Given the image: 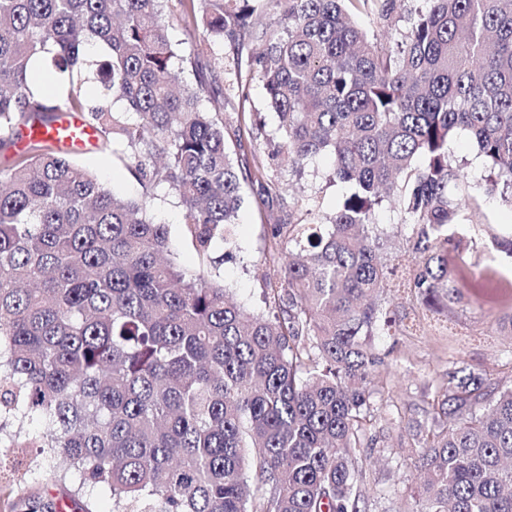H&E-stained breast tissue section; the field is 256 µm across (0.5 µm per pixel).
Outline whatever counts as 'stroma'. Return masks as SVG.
<instances>
[{
    "mask_svg": "<svg viewBox=\"0 0 512 512\" xmlns=\"http://www.w3.org/2000/svg\"><path fill=\"white\" fill-rule=\"evenodd\" d=\"M169 33L173 43L199 70L209 89L224 98V123L233 159L248 178L243 183L245 202L238 216L233 251L215 246L223 256L220 274L236 299L247 308H265L263 273H276L288 260L283 251L273 250V225L313 221L330 211L347 187L333 176L331 155L308 162L302 173L276 167L271 159L277 138V118L267 107L261 83L254 78L251 61L262 43L247 38L242 45L217 47L203 42L184 27L177 0L170 5ZM454 165L466 176L469 190L481 198L470 214V244L463 252H449L448 265L456 273L458 301L451 316L425 313L423 329L413 335L396 332L376 339L375 347L384 364L379 377L384 385L381 398L390 411L405 418L422 419V408L431 399L428 384L442 377L450 362L487 372L492 378L512 383V258L497 251L495 241L512 235V206L500 192L488 189L490 172L479 158L469 136L461 134L450 146ZM75 160L97 173L113 194L124 200L148 198L155 222L166 225L176 261L194 267L199 258L185 233L183 209L168 185H146L126 166L123 151L103 154L88 148ZM265 178H256V168ZM281 183L280 191L269 190V182ZM388 250L396 252V273L384 295L385 311L404 315L412 308L406 288L413 267L407 239L411 229L396 198L384 199L376 210ZM366 512H392L391 498L384 489L405 492L415 486L418 472L408 440L388 427L383 447L375 448L362 464ZM76 473L65 482L50 485L43 469L21 458L17 449L0 447V512L18 491H51L67 499L77 487Z\"/></svg>",
    "mask_w": 512,
    "mask_h": 512,
    "instance_id": "1",
    "label": "stroma"
}]
</instances>
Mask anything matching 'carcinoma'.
<instances>
[{"label": "carcinoma", "instance_id": "carcinoma-1", "mask_svg": "<svg viewBox=\"0 0 512 512\" xmlns=\"http://www.w3.org/2000/svg\"><path fill=\"white\" fill-rule=\"evenodd\" d=\"M281 8L256 57L279 119L280 164L321 153L347 184L333 212L271 231L288 262L266 280L276 312L254 313L213 272L231 248L242 171L224 102L172 68L169 0H0V147L82 114L95 146L128 149L139 179L179 197L202 264L177 263L149 201H122L91 169L34 141L0 170V441L38 448L49 480L109 488L112 512H362L361 455L403 424L423 482L406 512H512V385L452 363L424 421L372 403L374 338L396 320L380 297L393 268L373 215L398 191L412 220V300L450 312L448 248L472 200L449 144L469 133L493 185L512 189V0H179L210 43L251 35ZM384 28L369 36L350 9ZM39 60L63 82L39 90ZM125 101L130 121L112 103ZM33 415L38 438L22 434ZM10 512H59L20 492Z\"/></svg>", "mask_w": 512, "mask_h": 512}]
</instances>
